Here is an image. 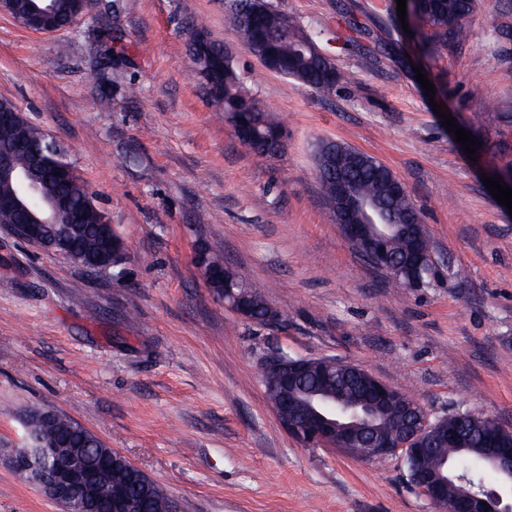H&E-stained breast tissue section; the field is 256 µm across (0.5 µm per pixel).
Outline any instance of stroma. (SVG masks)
I'll list each match as a JSON object with an SVG mask.
<instances>
[{
	"mask_svg": "<svg viewBox=\"0 0 512 512\" xmlns=\"http://www.w3.org/2000/svg\"><path fill=\"white\" fill-rule=\"evenodd\" d=\"M271 2L341 73L333 95L264 68L224 0H120L116 15L94 0L50 34L0 12V100L53 137L129 251L123 275L91 272L0 224V512H61L6 457L34 407L82 424L183 512H442L399 458L292 439L262 382L271 346L353 362L436 416L479 410L512 425V212L481 181L512 164V0H478L469 40L437 57L392 25L395 0ZM114 24L125 59L103 72ZM197 24L286 127L275 157L253 156L205 95L187 48ZM435 101L477 137L475 158ZM322 140L402 181L438 258L430 286L394 287L346 241L320 200ZM202 247L260 287L283 326L225 309L194 263Z\"/></svg>",
	"mask_w": 512,
	"mask_h": 512,
	"instance_id": "35a3bbf8",
	"label": "stroma"
}]
</instances>
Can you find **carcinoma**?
Wrapping results in <instances>:
<instances>
[{
  "label": "carcinoma",
  "mask_w": 512,
  "mask_h": 512,
  "mask_svg": "<svg viewBox=\"0 0 512 512\" xmlns=\"http://www.w3.org/2000/svg\"><path fill=\"white\" fill-rule=\"evenodd\" d=\"M477 6V0H439L432 11L422 12L420 22L426 28L421 47L434 57L448 46V40L465 41L468 32L464 27L466 17ZM90 0H56L57 16L87 14ZM227 16L245 49L262 58L269 69L308 85L330 96L336 90L340 74L330 59L310 52L306 45L315 42L295 19L274 9L268 0H227ZM196 65L197 74L204 82V90L225 119L232 123L236 137L258 157L276 155L283 146L280 141L283 125L272 112L263 109L253 98L243 94L240 75L232 57L224 46L213 41L208 45L195 41L188 45ZM48 134L27 119H21L10 131L16 142L40 144ZM357 192L367 198H377L388 212V219L396 220L416 212L407 193L390 190V171L372 156L361 160L348 170ZM48 193L66 195L78 203L90 196L87 185L80 177L66 182L46 178ZM106 214L97 206L84 207L83 223L66 237L63 248L87 263H96L108 253L111 239L102 233ZM426 250L428 244L417 232L393 243V254L403 259L413 250ZM246 303L259 320H264L272 309L263 294L251 287ZM321 367L312 365L298 380V389L329 387ZM27 441L12 449V455L26 459L32 443L41 441L61 449L81 448L84 465L96 471L112 470V488L104 492L105 499L90 502L86 512H111L112 489L119 487L141 502L140 512H172L173 499L153 480L119 456H112L108 448L94 434L79 423L60 414H49L41 408H32L25 422ZM464 428L476 443H484L496 434V427L489 419L467 422ZM450 461L466 472L471 481L479 486L487 483L486 469L474 458L461 450L453 451Z\"/></svg>",
  "instance_id": "cac0c4a2"
}]
</instances>
